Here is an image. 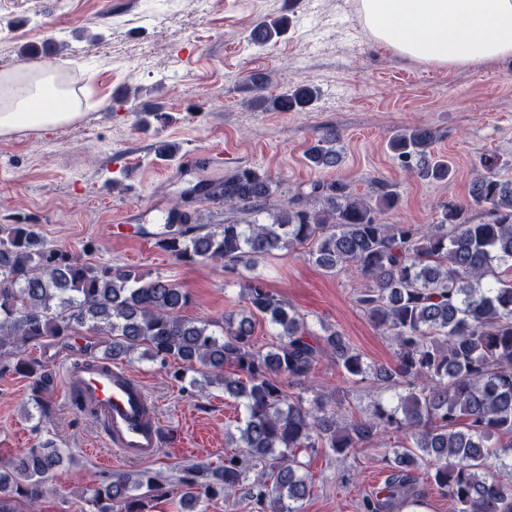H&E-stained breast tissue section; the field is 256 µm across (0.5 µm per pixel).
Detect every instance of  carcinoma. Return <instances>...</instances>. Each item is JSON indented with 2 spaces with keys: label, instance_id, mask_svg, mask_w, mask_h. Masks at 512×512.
Instances as JSON below:
<instances>
[{
  "label": "carcinoma",
  "instance_id": "obj_1",
  "mask_svg": "<svg viewBox=\"0 0 512 512\" xmlns=\"http://www.w3.org/2000/svg\"><path fill=\"white\" fill-rule=\"evenodd\" d=\"M281 31L279 23L260 21L251 40L262 47ZM315 93L300 85L259 101L288 112L305 107ZM434 142L432 130L413 128L394 136L390 149L418 178L446 180L453 169L435 154ZM305 159L317 170L338 168L340 135L329 130L315 138ZM482 166L469 199L443 205L434 224L381 223L377 215L400 203L381 180L372 195L339 178L317 182L310 199L289 202L268 223L194 224L174 206L156 234L158 247L183 263L220 259L240 281L246 308L214 321L184 315L189 294L168 279L83 262L47 245L31 224H0V351L87 329L109 338L108 360L139 351L164 368L181 361L184 369L174 377L188 387L221 385L243 400L238 451L219 468L181 469V501L192 508L234 497L257 512H300L296 503L309 495L311 478L299 473L297 450L343 455L372 444L389 427L404 442L387 461L384 486L362 498L360 512H395L418 501L425 465L431 467L425 477L448 495L455 512H512V483L493 474L512 455V180L499 177L490 162ZM204 186L224 206L254 213L264 212L278 188L252 169ZM475 206L485 213L479 223L470 215ZM298 246L308 247L306 255L325 272L353 268L366 280L356 303L393 340L394 364L368 365L338 330L310 331L255 272L258 261ZM258 317L278 337L265 351L254 342ZM324 357L350 382L372 377L405 394L394 404L376 402L367 418L344 421L340 406L323 394L308 400L285 392L286 380L308 390ZM61 460L52 444L16 457L0 472V512L40 500ZM88 492L94 512H148L149 501L167 494L146 470L114 475Z\"/></svg>",
  "mask_w": 512,
  "mask_h": 512
}]
</instances>
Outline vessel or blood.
<instances>
[{"mask_svg": "<svg viewBox=\"0 0 512 512\" xmlns=\"http://www.w3.org/2000/svg\"><path fill=\"white\" fill-rule=\"evenodd\" d=\"M63 384L122 457L149 461L159 455L163 425L143 385L126 368L96 357L76 359L65 365Z\"/></svg>", "mask_w": 512, "mask_h": 512, "instance_id": "1", "label": "vessel or blood"}]
</instances>
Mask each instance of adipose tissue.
I'll return each mask as SVG.
<instances>
[{"instance_id": "obj_1", "label": "adipose tissue", "mask_w": 512, "mask_h": 512, "mask_svg": "<svg viewBox=\"0 0 512 512\" xmlns=\"http://www.w3.org/2000/svg\"><path fill=\"white\" fill-rule=\"evenodd\" d=\"M376 43L434 67L512 59V0H360ZM69 92L53 71L0 73V137L48 132L81 119L73 105L49 107Z\"/></svg>"}]
</instances>
